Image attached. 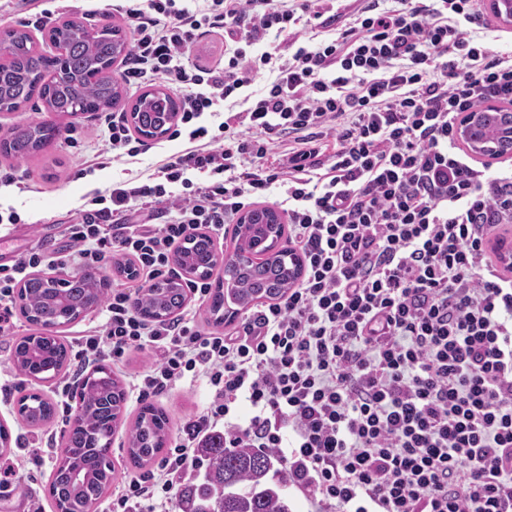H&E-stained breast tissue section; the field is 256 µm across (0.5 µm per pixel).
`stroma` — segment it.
<instances>
[{"mask_svg": "<svg viewBox=\"0 0 512 512\" xmlns=\"http://www.w3.org/2000/svg\"><path fill=\"white\" fill-rule=\"evenodd\" d=\"M113 0H93L91 12H72L66 0H44L45 8L53 11L54 22L77 18L89 24L109 23L124 27L121 16L112 11ZM104 113H88L77 116L53 115L52 120L61 132L60 139L40 154L24 161L15 162L0 156V171L14 172L28 189L19 192L16 187L0 185V208H15L20 214V224L8 227L5 237H0V263L17 259L25 250L38 245L58 248L64 245L63 236L67 223L81 207L88 194L105 187L112 181L127 178L129 171L144 172L153 169L159 151L178 150V142L165 143L163 149H150L141 154L135 165H115L113 168L81 175L73 155L66 149L65 134L70 130L80 132L87 149L102 148L105 140ZM209 399V388L204 381L184 379L164 397L154 399V406L169 415L171 434H178L191 416L204 409ZM0 424L11 434L10 459L23 460L28 452L27 440L53 436L48 459L35 481L24 485L14 497L12 512H27L30 504L40 505L43 512H56V506L48 494L57 458L63 446L66 426L62 415L45 426L32 429L21 421L15 403H0Z\"/></svg>", "mask_w": 512, "mask_h": 512, "instance_id": "1", "label": "stroma"}]
</instances>
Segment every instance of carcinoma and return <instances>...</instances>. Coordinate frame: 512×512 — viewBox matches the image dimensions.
<instances>
[{
	"instance_id": "1",
	"label": "carcinoma",
	"mask_w": 512,
	"mask_h": 512,
	"mask_svg": "<svg viewBox=\"0 0 512 512\" xmlns=\"http://www.w3.org/2000/svg\"><path fill=\"white\" fill-rule=\"evenodd\" d=\"M50 50L39 51L25 29L0 32L7 59L0 63V112H14L39 101L48 112L75 116L106 112L124 102L123 88L113 66L129 54L121 31L109 24L87 25L65 20L48 32ZM179 103L161 88L142 93L130 106L136 132L144 128L170 127V113ZM59 130L42 120L0 129V155L22 161L51 145ZM280 222L269 206H256L240 216L234 232V250L226 258H242L231 283L215 284L207 313L221 325L242 310L283 296L298 280L300 256L282 246V236H267L268 225ZM270 238V245L255 250L257 240ZM176 264L198 279L211 276L219 258L204 241L186 242L176 253ZM37 274L18 291L20 313L38 327L55 328L78 319L106 298V284L98 273L85 271L62 288L44 287ZM183 279L167 280L138 293L137 312L145 320L162 322L185 304ZM69 350L58 338L39 332L21 337L15 344L17 370L35 380L55 377L67 364ZM77 412L64 435L65 456L54 469L49 495L63 512H88L112 485L110 461L113 427L120 421L125 391L105 366L93 370L76 393ZM17 412L25 423L38 428L55 415L54 404L38 393L21 397ZM168 416L146 405L129 429L127 454L132 465L144 467L165 447L169 438ZM204 474L184 484L178 493L179 512H289L278 483L269 482L271 472L284 464L259 448H226L224 436L215 435L197 449Z\"/></svg>"
}]
</instances>
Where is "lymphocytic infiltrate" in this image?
<instances>
[{
  "label": "lymphocytic infiltrate",
  "mask_w": 512,
  "mask_h": 512,
  "mask_svg": "<svg viewBox=\"0 0 512 512\" xmlns=\"http://www.w3.org/2000/svg\"><path fill=\"white\" fill-rule=\"evenodd\" d=\"M483 2L114 4L132 35L127 85L174 87L169 137L186 146L90 194L66 228L70 249L0 264V335L30 271H106L122 256L151 287L175 275L192 232L223 234L274 183L305 271L221 333L189 309L146 321L113 287L102 324L73 339L77 370L147 350L137 399L187 377L210 396L107 512H164L217 432L225 447L275 454L311 512H512V273L489 250L492 228L512 231V174L488 175L457 137L464 113L512 105V56L484 47L495 29ZM210 34L223 56L195 62ZM219 110L216 129L201 124ZM106 126L90 168L147 151L125 116Z\"/></svg>",
  "instance_id": "1"
}]
</instances>
